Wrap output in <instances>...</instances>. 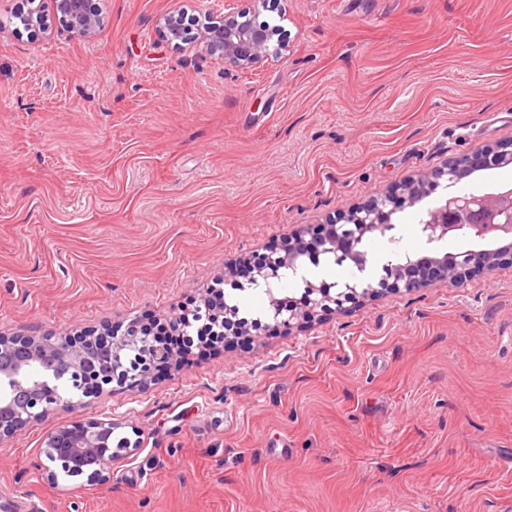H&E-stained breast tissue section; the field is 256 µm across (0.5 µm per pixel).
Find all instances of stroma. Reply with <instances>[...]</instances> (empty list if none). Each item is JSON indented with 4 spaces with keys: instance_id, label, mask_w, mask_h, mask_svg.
I'll use <instances>...</instances> for the list:
<instances>
[{
    "instance_id": "35a3bbf8",
    "label": "stroma",
    "mask_w": 512,
    "mask_h": 512,
    "mask_svg": "<svg viewBox=\"0 0 512 512\" xmlns=\"http://www.w3.org/2000/svg\"><path fill=\"white\" fill-rule=\"evenodd\" d=\"M90 41L0 0V332L168 319L226 264L485 145H512V0H96ZM232 6L282 58L173 48L157 18ZM392 217L399 254L436 199ZM105 416L112 486L48 479L45 434ZM0 512H512V264L364 297L103 392L0 443ZM18 16L24 30L47 33L51 29L49 13L42 9L41 3L36 7H30L26 12L19 13Z\"/></svg>"
}]
</instances>
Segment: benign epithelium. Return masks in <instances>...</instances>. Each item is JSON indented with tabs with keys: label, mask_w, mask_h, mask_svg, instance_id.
<instances>
[{
	"label": "benign epithelium",
	"mask_w": 512,
	"mask_h": 512,
	"mask_svg": "<svg viewBox=\"0 0 512 512\" xmlns=\"http://www.w3.org/2000/svg\"><path fill=\"white\" fill-rule=\"evenodd\" d=\"M33 7L20 13V24L30 32L47 33L56 23L73 35L93 38L103 24L94 0H50L51 12L36 0ZM197 25V47L205 54L240 69L279 56L287 45L270 46L275 29L267 23L241 20V14L227 10L207 13L204 18L188 17L175 8L156 21L157 31L166 43L180 48L187 44L192 25ZM512 161V152L500 147L482 146L471 154L453 158L438 170L407 182L404 204L414 207L426 197L439 180L457 183L466 172L486 162ZM392 199L376 197L337 214L329 223L305 239L306 231L288 238L281 251L266 256L263 263L237 282V286L266 287L268 309L265 326L291 329L315 316L338 312L358 296L374 297L384 292L414 291L427 287H456L482 271H491L502 260L512 261V251H490L479 257L469 251L459 259L430 250L405 261L391 264L378 282L361 281L337 286L325 280H303L299 296L280 297L275 291L286 272L297 273L304 262L311 265L329 257L334 262L352 263L359 271L367 265V253L360 249L368 235L389 236L399 241L391 222L397 207H388ZM466 229L476 240L512 238V185H502L483 194L463 193L441 198L425 212L414 228L416 236L429 246ZM205 317H214L224 328L239 329L241 318L235 305L224 303L211 310L204 305ZM167 347L143 336L133 328L117 334L110 329L80 337L27 336L0 333V441L21 433L29 424L42 420L49 412L74 406L75 399L97 397L116 386L133 391L151 379L154 364L171 360ZM117 424L112 418L89 420L72 426H60L48 432L41 444L42 454L55 469L38 463L52 480L86 478L92 485L112 478V459L117 451L135 449L139 440L124 437L114 441Z\"/></svg>",
	"instance_id": "1"
}]
</instances>
